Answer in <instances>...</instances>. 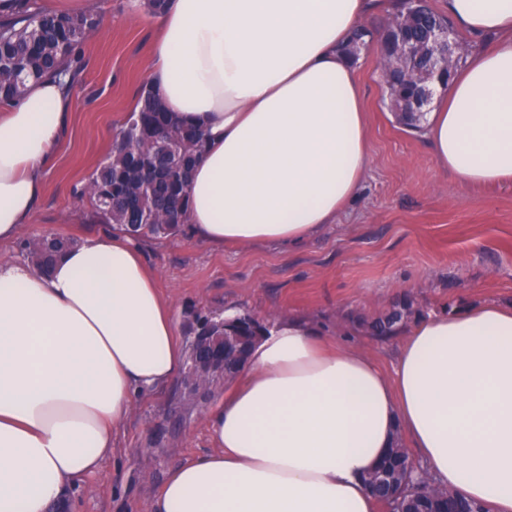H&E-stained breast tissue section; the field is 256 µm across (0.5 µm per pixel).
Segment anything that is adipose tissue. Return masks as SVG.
I'll return each instance as SVG.
<instances>
[{
    "instance_id": "obj_1",
    "label": "adipose tissue",
    "mask_w": 512,
    "mask_h": 512,
    "mask_svg": "<svg viewBox=\"0 0 512 512\" xmlns=\"http://www.w3.org/2000/svg\"><path fill=\"white\" fill-rule=\"evenodd\" d=\"M387 0H167L145 82L207 145L189 185L203 243H297L330 224L370 166L345 46ZM474 53L424 116L437 168L512 183V0H445ZM74 100L54 77L0 103V243L42 196ZM185 358L176 313L128 237L97 235L48 273L0 265V512H50L97 472L135 396ZM212 452L173 469L152 512H375L364 478L409 438L441 486L512 512V308L409 326L392 374L282 318L207 410Z\"/></svg>"
}]
</instances>
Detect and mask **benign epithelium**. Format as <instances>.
<instances>
[{
	"mask_svg": "<svg viewBox=\"0 0 512 512\" xmlns=\"http://www.w3.org/2000/svg\"><path fill=\"white\" fill-rule=\"evenodd\" d=\"M424 40L409 45L400 30L386 31L389 54L385 58L388 72L401 74L406 80L418 85L417 96L410 100L414 111L419 112L432 96V86L444 84L448 70V59L455 53L456 45L450 38L448 27L444 24H425ZM240 340L230 330L223 336H200L198 345L202 346L200 358L193 363L187 383L201 389L207 386L216 374L225 373L224 346Z\"/></svg>",
	"mask_w": 512,
	"mask_h": 512,
	"instance_id": "1",
	"label": "benign epithelium"
}]
</instances>
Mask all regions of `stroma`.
I'll return each mask as SVG.
<instances>
[{
    "instance_id": "obj_1",
    "label": "stroma",
    "mask_w": 512,
    "mask_h": 512,
    "mask_svg": "<svg viewBox=\"0 0 512 512\" xmlns=\"http://www.w3.org/2000/svg\"><path fill=\"white\" fill-rule=\"evenodd\" d=\"M101 20L83 50L62 151L22 237L74 241L106 233L91 221L83 189L108 154L145 83L155 36L149 16L128 0H89ZM356 74L365 103L371 167L356 197L321 235L285 245L211 248L193 234L137 239L144 263L180 317L223 316L227 307L266 321L296 315L339 344L360 346L392 373L400 337L376 340L358 314L386 312L403 295L422 316L448 303L512 306V187L476 188L435 170L423 133L397 123L372 44L360 46ZM187 402L171 419L175 384L138 396L101 472L69 492L70 512H151L152 498L178 464L210 451L205 411L223 395Z\"/></svg>"
}]
</instances>
